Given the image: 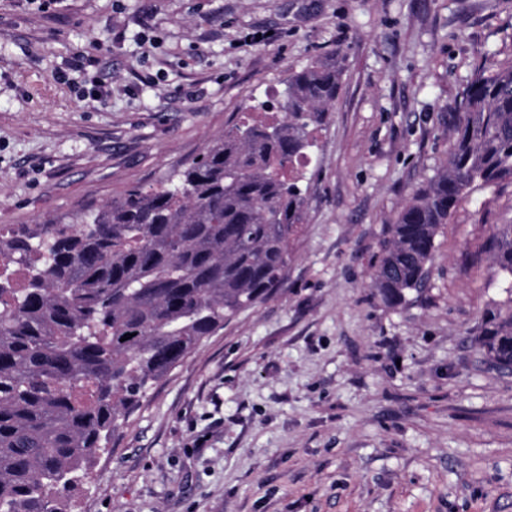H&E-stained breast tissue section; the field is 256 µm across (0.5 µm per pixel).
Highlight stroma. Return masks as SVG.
<instances>
[{"mask_svg":"<svg viewBox=\"0 0 512 512\" xmlns=\"http://www.w3.org/2000/svg\"><path fill=\"white\" fill-rule=\"evenodd\" d=\"M332 56L282 292L150 390L70 512H512V375L476 344L512 310V184L459 203L404 305L370 286L469 82L512 59V0H0V227L158 187ZM491 252L492 261L498 269L512 275V221L496 225Z\"/></svg>","mask_w":512,"mask_h":512,"instance_id":"stroma-1","label":"stroma"}]
</instances>
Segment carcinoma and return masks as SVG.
Here are the masks:
<instances>
[{
    "instance_id": "obj_1",
    "label": "carcinoma",
    "mask_w": 512,
    "mask_h": 512,
    "mask_svg": "<svg viewBox=\"0 0 512 512\" xmlns=\"http://www.w3.org/2000/svg\"><path fill=\"white\" fill-rule=\"evenodd\" d=\"M341 75L334 58L293 72L272 115L234 125L165 185L0 235V512H67L148 390L281 291L305 214L295 163ZM451 139L445 165L388 226L371 278L388 306L423 287L462 199L512 183V60L471 80ZM491 252L512 275V222L496 225ZM478 346L511 373L512 312Z\"/></svg>"
}]
</instances>
